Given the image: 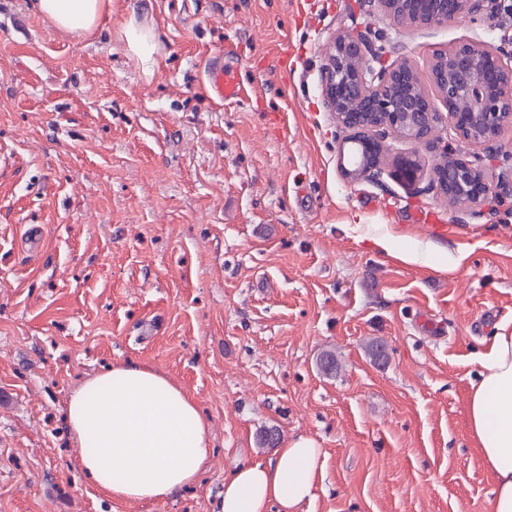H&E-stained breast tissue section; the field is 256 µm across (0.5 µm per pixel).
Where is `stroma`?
I'll return each mask as SVG.
<instances>
[{
	"label": "stroma",
	"instance_id": "obj_1",
	"mask_svg": "<svg viewBox=\"0 0 512 512\" xmlns=\"http://www.w3.org/2000/svg\"><path fill=\"white\" fill-rule=\"evenodd\" d=\"M130 5L164 39L151 76L110 36ZM505 24L401 28L362 0H115L89 42L0 0V512H217L225 473L272 457L256 443L272 426L324 451L300 512H493L466 403L476 350L512 323V198L474 216L391 167L345 180L322 68L360 30L424 76ZM227 49L244 106L207 81ZM118 362L167 374L208 417L196 484L129 502L82 478L65 404Z\"/></svg>",
	"mask_w": 512,
	"mask_h": 512
}]
</instances>
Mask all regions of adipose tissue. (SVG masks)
Listing matches in <instances>:
<instances>
[{"instance_id":"1","label":"adipose tissue","mask_w":512,"mask_h":512,"mask_svg":"<svg viewBox=\"0 0 512 512\" xmlns=\"http://www.w3.org/2000/svg\"><path fill=\"white\" fill-rule=\"evenodd\" d=\"M30 9L66 34L97 36L113 0H28ZM143 74L162 56L156 25L127 9L117 32ZM479 371L470 383L472 436L494 480L493 512H512V326H499L477 352ZM65 421L80 447L78 465L114 500H157L197 481L211 462L210 424L195 400L167 375L117 363L87 378L69 396ZM323 452L299 435L272 458L240 462L224 476L220 512H298L323 479Z\"/></svg>"}]
</instances>
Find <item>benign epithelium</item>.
<instances>
[{
  "label": "benign epithelium",
  "instance_id": "7a95c632",
  "mask_svg": "<svg viewBox=\"0 0 512 512\" xmlns=\"http://www.w3.org/2000/svg\"><path fill=\"white\" fill-rule=\"evenodd\" d=\"M397 25H443L462 15H492L498 0H366ZM500 44L485 40L461 41L444 50V61L432 58L430 88L404 90L399 76L414 66L406 61L387 65L383 52L372 47L362 32H340L327 52L323 71V100L328 111L348 132L339 146L341 172L346 180L375 182L385 168L375 163L393 157L398 172L417 180L423 175L418 152L399 154L396 144L430 145L442 112L460 148L444 146L448 175L439 188L455 193L476 182L482 190L470 196L474 213L490 196L512 195V177L489 178L490 165L501 151L503 126L512 121V27L503 26Z\"/></svg>",
  "mask_w": 512,
  "mask_h": 512
}]
</instances>
